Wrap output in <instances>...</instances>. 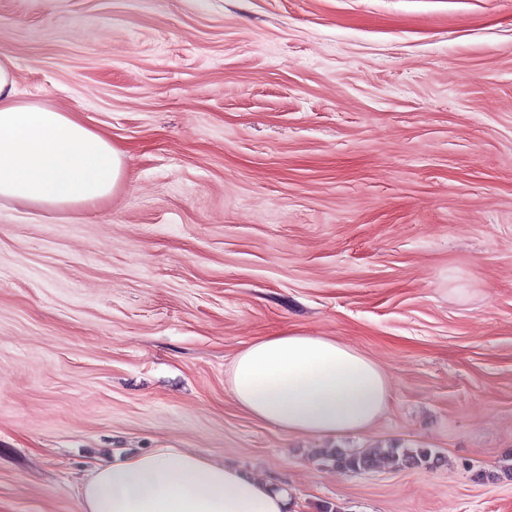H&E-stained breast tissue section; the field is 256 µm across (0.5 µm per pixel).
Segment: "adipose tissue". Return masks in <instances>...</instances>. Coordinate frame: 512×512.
I'll return each mask as SVG.
<instances>
[{
  "mask_svg": "<svg viewBox=\"0 0 512 512\" xmlns=\"http://www.w3.org/2000/svg\"><path fill=\"white\" fill-rule=\"evenodd\" d=\"M124 150L74 113L21 98L11 63L0 61V200L71 208L111 197ZM228 384L258 420L307 436L364 430L390 395L381 367L328 336L283 330L246 344ZM83 512H286L263 480L199 453L172 448L95 469L80 488Z\"/></svg>",
  "mask_w": 512,
  "mask_h": 512,
  "instance_id": "1",
  "label": "adipose tissue"
}]
</instances>
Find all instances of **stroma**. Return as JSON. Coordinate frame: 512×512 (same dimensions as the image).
I'll list each match as a JSON object with an SVG mask.
<instances>
[{"instance_id":"obj_1","label":"stroma","mask_w":512,"mask_h":512,"mask_svg":"<svg viewBox=\"0 0 512 512\" xmlns=\"http://www.w3.org/2000/svg\"><path fill=\"white\" fill-rule=\"evenodd\" d=\"M0 59L125 151L109 200L0 201V512H82L158 448L288 512H512V0H0ZM286 329L382 368L375 423L237 405L234 356Z\"/></svg>"}]
</instances>
